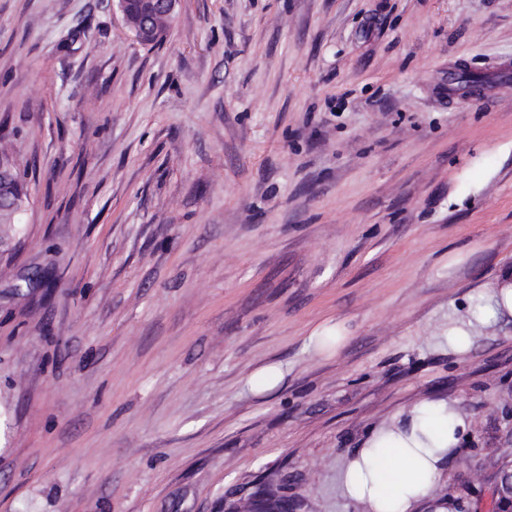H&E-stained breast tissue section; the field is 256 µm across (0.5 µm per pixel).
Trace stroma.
I'll return each mask as SVG.
<instances>
[{"instance_id":"1","label":"stroma","mask_w":512,"mask_h":512,"mask_svg":"<svg viewBox=\"0 0 512 512\" xmlns=\"http://www.w3.org/2000/svg\"><path fill=\"white\" fill-rule=\"evenodd\" d=\"M3 148L0 512H356L341 460L432 398L437 493L492 512L512 322L431 340L512 272V0H181L154 47L0 0ZM283 377L284 373L279 367L266 366L256 371L247 380L246 385L251 391L260 393L275 388Z\"/></svg>"}]
</instances>
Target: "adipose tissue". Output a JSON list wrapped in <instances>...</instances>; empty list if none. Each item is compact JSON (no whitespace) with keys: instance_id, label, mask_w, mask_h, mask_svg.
Listing matches in <instances>:
<instances>
[{"instance_id":"obj_1","label":"adipose tissue","mask_w":512,"mask_h":512,"mask_svg":"<svg viewBox=\"0 0 512 512\" xmlns=\"http://www.w3.org/2000/svg\"><path fill=\"white\" fill-rule=\"evenodd\" d=\"M511 316L512 280L505 278L483 293L439 343L453 352L464 351L477 330ZM469 429L456 402H418L372 430L361 448L344 459L336 477L340 497L365 512H415Z\"/></svg>"}]
</instances>
